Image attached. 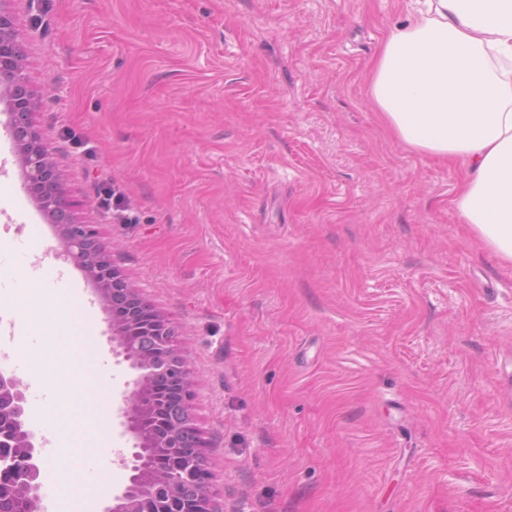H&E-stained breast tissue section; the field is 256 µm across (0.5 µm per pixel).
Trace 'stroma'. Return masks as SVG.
<instances>
[{"instance_id": "obj_1", "label": "stroma", "mask_w": 512, "mask_h": 512, "mask_svg": "<svg viewBox=\"0 0 512 512\" xmlns=\"http://www.w3.org/2000/svg\"><path fill=\"white\" fill-rule=\"evenodd\" d=\"M74 216L175 328L214 512H512V265L368 95L409 0H11ZM123 194L124 216L100 204ZM64 252L0 157V250ZM114 448L133 378L92 310Z\"/></svg>"}]
</instances>
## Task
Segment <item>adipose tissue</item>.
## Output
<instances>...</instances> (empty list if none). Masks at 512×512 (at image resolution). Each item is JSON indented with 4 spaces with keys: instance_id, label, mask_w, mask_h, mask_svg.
Masks as SVG:
<instances>
[{
    "instance_id": "adipose-tissue-1",
    "label": "adipose tissue",
    "mask_w": 512,
    "mask_h": 512,
    "mask_svg": "<svg viewBox=\"0 0 512 512\" xmlns=\"http://www.w3.org/2000/svg\"><path fill=\"white\" fill-rule=\"evenodd\" d=\"M369 95L406 148L461 163V223L512 264V0H414Z\"/></svg>"
}]
</instances>
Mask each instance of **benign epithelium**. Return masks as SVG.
Returning <instances> with one entry per match:
<instances>
[{
	"mask_svg": "<svg viewBox=\"0 0 512 512\" xmlns=\"http://www.w3.org/2000/svg\"><path fill=\"white\" fill-rule=\"evenodd\" d=\"M8 2L0 0V92L8 93L12 101L10 133L19 162L38 206L45 216L61 225L67 257L97 283L103 305L112 312L116 353L137 372L132 390L125 396L124 411V426L134 444L118 453L121 465L130 475L104 512H142L143 502L157 498L161 487L165 488L166 496L157 498L158 508L154 512H177L182 485L166 466L170 454L180 458L178 471L198 487L190 512H213L204 453L198 448L170 447L171 439L179 436L184 424L174 420L165 425L164 436L148 429L170 388H175L187 400L191 397L190 371L172 344V326L112 267L109 262L112 245L94 239L87 225L73 219L51 149L31 120L35 102L27 86ZM146 331L159 336L157 348L151 352L141 351L135 341L136 336ZM3 420L10 427L0 430V506L14 502L25 487L28 494L22 512H44L39 459L43 441L27 423L26 388L14 377L1 373L0 422Z\"/></svg>",
	"mask_w": 512,
	"mask_h": 512,
	"instance_id": "7a95c632",
	"label": "benign epithelium"
}]
</instances>
